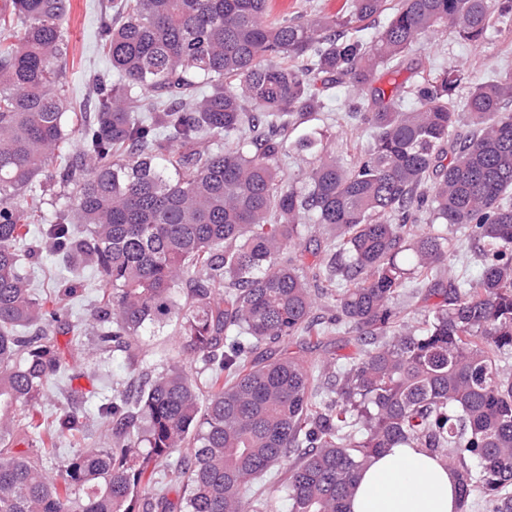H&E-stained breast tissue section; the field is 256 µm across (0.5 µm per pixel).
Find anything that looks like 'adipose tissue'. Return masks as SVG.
I'll return each mask as SVG.
<instances>
[{
  "label": "adipose tissue",
  "mask_w": 512,
  "mask_h": 512,
  "mask_svg": "<svg viewBox=\"0 0 512 512\" xmlns=\"http://www.w3.org/2000/svg\"><path fill=\"white\" fill-rule=\"evenodd\" d=\"M456 474L422 448H388L360 471L348 512H458Z\"/></svg>",
  "instance_id": "ef3b65f1"
}]
</instances>
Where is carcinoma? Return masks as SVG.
Listing matches in <instances>:
<instances>
[{"mask_svg":"<svg viewBox=\"0 0 512 512\" xmlns=\"http://www.w3.org/2000/svg\"><path fill=\"white\" fill-rule=\"evenodd\" d=\"M269 0H121L102 17L112 72L70 98V0L0 5V512H273L261 479L283 465L289 512H346L359 471L385 448H423L457 472L460 512L481 489L512 512V73L474 84L473 129L453 137L451 72L390 91L424 38L453 25L464 41L494 24L491 0H350L348 11L269 18ZM390 12L383 25L378 17ZM370 92L372 132L344 164L311 135L300 182H284L288 132L323 108L314 86ZM415 108H402L405 95ZM81 132L80 153L69 151ZM453 157L443 164L444 145ZM54 208L41 248L89 264L107 293L89 312L95 349L128 351L140 331L180 320L199 383L168 366L135 397L101 409L107 446L75 452L50 476L32 463L84 426L70 408L35 420L67 363L48 329L81 341L61 275L37 299L20 246L24 221ZM465 230L488 258L473 279L448 269ZM307 224L330 236L321 289L330 326L359 352L332 376L269 345L318 339L310 267L291 247ZM413 282L438 298L419 333L398 304ZM180 448L191 449L178 456ZM159 479L141 494L145 461Z\"/></svg>","mask_w":512,"mask_h":512,"instance_id":"carcinoma-1","label":"carcinoma"}]
</instances>
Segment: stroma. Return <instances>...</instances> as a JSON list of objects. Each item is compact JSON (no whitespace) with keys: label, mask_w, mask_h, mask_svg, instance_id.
I'll return each mask as SVG.
<instances>
[{"label":"stroma","mask_w":512,"mask_h":512,"mask_svg":"<svg viewBox=\"0 0 512 512\" xmlns=\"http://www.w3.org/2000/svg\"><path fill=\"white\" fill-rule=\"evenodd\" d=\"M112 0H71L68 29L69 52L66 61L67 79L74 96L82 98L89 89L83 81L88 71L108 70L107 60L97 47L99 20L111 11ZM406 74L412 81L432 79L442 72L460 75L461 82L452 96L454 104H461L469 86L498 73L512 71V18L501 19L477 42L460 39L454 31L429 34L422 47L406 57ZM353 93L349 87L336 86L324 99L325 106L310 126L322 132L329 152L342 162H350L366 150L370 142L369 127L357 121L344 122ZM57 343L69 368V376L50 383L40 407L43 415L77 407L87 414L85 427L75 435L63 437L58 446L47 449L42 465L47 470L63 469L72 454L99 443L103 438L98 410L100 405L123 391L135 369L152 370L165 365L182 364L197 371L198 363L182 351V338L175 324L145 328L139 336L136 360L116 352L97 354L92 334H84L81 343H71L68 335L57 334ZM290 351L321 365L337 363L352 355L357 346L351 333L340 329L321 340L302 344L289 339Z\"/></svg>","instance_id":"obj_1"}]
</instances>
